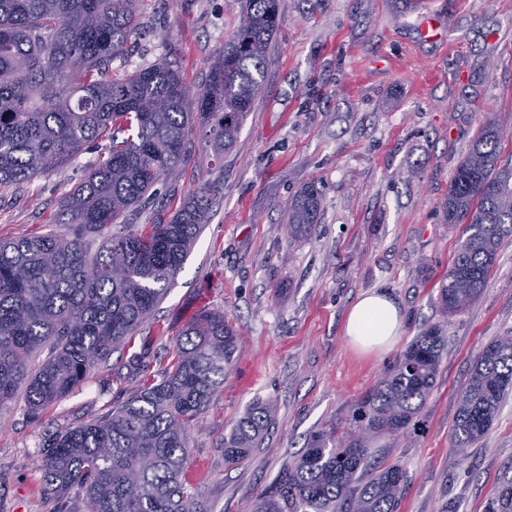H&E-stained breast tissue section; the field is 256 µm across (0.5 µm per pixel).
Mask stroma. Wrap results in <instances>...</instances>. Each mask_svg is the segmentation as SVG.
<instances>
[{
  "instance_id": "stroma-1",
  "label": "stroma",
  "mask_w": 512,
  "mask_h": 512,
  "mask_svg": "<svg viewBox=\"0 0 512 512\" xmlns=\"http://www.w3.org/2000/svg\"><path fill=\"white\" fill-rule=\"evenodd\" d=\"M424 14L438 22L434 37L420 33ZM281 15L261 97L234 146L212 165L191 138L183 176L125 218L135 228L166 221L199 181L217 186L162 302L79 391L37 415L20 399L0 406V512H82L77 499L41 493L43 438L121 406L141 376L159 377L179 330L205 307L223 310L237 336L224 386L189 440L208 512H243L310 435L348 426L358 401L438 322L445 347L416 430L372 447L406 472L398 512H485L512 465V396L465 452L452 443L457 396L479 350L512 335V240L476 303L447 318L438 304L459 241L443 205L484 119L502 127L500 161L512 166V0H281ZM240 19L239 0H139L112 72L169 57L198 87ZM96 157L91 149L0 189V240L67 233L54 221L58 203ZM309 183L323 194L320 218L310 238L293 242L285 214ZM374 290L394 300L401 329L389 348L362 354L345 323ZM265 400L276 411L261 445L225 468V435Z\"/></svg>"
}]
</instances>
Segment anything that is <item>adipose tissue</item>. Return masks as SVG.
Returning <instances> with one entry per match:
<instances>
[{
  "mask_svg": "<svg viewBox=\"0 0 512 512\" xmlns=\"http://www.w3.org/2000/svg\"><path fill=\"white\" fill-rule=\"evenodd\" d=\"M401 314L387 294L376 291L351 308L345 335L357 351L368 353L392 345L399 335Z\"/></svg>",
  "mask_w": 512,
  "mask_h": 512,
  "instance_id": "ef3b65f1",
  "label": "adipose tissue"
}]
</instances>
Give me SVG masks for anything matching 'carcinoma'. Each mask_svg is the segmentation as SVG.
Listing matches in <instances>:
<instances>
[{
	"label": "carcinoma",
	"instance_id": "1",
	"mask_svg": "<svg viewBox=\"0 0 512 512\" xmlns=\"http://www.w3.org/2000/svg\"><path fill=\"white\" fill-rule=\"evenodd\" d=\"M138 2L0 0V188L106 144L60 201L55 223L71 233L0 241V405L21 394L39 412L70 395L150 316L207 221L213 183L198 186L166 221L118 232L113 224L182 170L190 131L207 154L223 157L260 98L280 0H240L242 20L194 95L170 59L109 76L124 57ZM503 138L498 123L485 121L448 189L445 220L462 231L440 290L445 316L480 297L503 239L512 237ZM320 210V189L304 186L288 208V239L311 236ZM236 343L224 312L201 310L160 379L145 380L111 415L48 435L42 493L75 495L83 512H204L188 474V434L224 385ZM43 348L47 356L32 364ZM443 348L440 327L424 329L362 397L353 426L311 435L249 512H397L405 472L375 460L369 445L411 430ZM509 394L512 336H504L479 352L459 394L457 451L487 433ZM272 415L273 406L259 402L238 419L224 437V466L259 446ZM487 512H512V466Z\"/></svg>",
	"mask_w": 512,
	"mask_h": 512
}]
</instances>
